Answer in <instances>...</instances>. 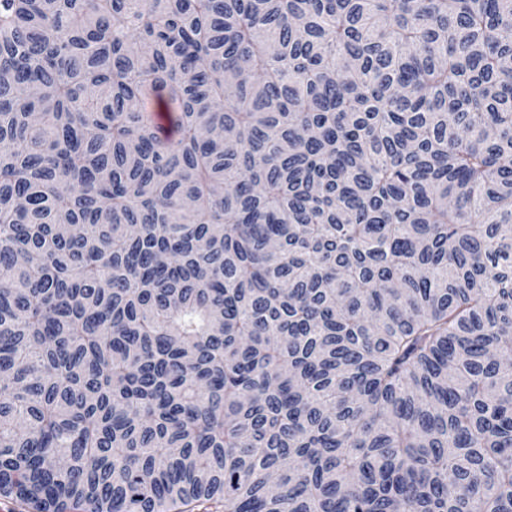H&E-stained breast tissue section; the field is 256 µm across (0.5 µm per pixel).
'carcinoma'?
I'll use <instances>...</instances> for the list:
<instances>
[{"label": "carcinoma", "mask_w": 512, "mask_h": 512, "mask_svg": "<svg viewBox=\"0 0 512 512\" xmlns=\"http://www.w3.org/2000/svg\"><path fill=\"white\" fill-rule=\"evenodd\" d=\"M0 72V497L512 512V0H0Z\"/></svg>", "instance_id": "obj_1"}]
</instances>
